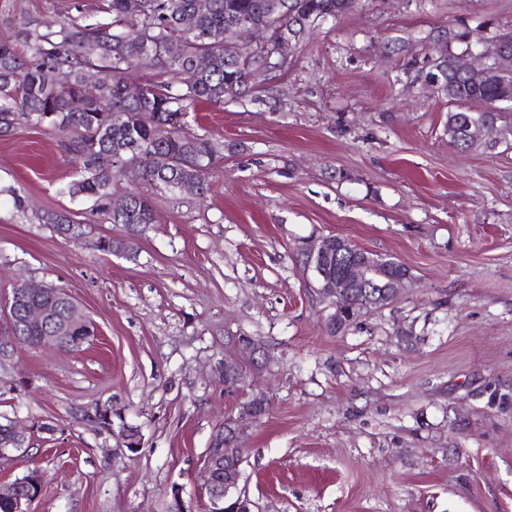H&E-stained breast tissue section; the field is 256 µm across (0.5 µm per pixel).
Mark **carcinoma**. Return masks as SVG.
<instances>
[{"label": "carcinoma", "mask_w": 512, "mask_h": 512, "mask_svg": "<svg viewBox=\"0 0 512 512\" xmlns=\"http://www.w3.org/2000/svg\"><path fill=\"white\" fill-rule=\"evenodd\" d=\"M360 0H210L204 13L197 0H107L100 14L65 16L52 22L24 17L0 36V136L26 122L47 123L64 139L78 165V179L61 192L93 202L103 219L121 227L128 238L139 236L154 223L148 199L136 192L124 195L125 207L112 209L113 182L120 167L137 165L143 180L177 192L184 182L197 184L205 196L217 154L214 142L187 132L191 105L222 104L226 98L253 93L275 71L268 56L251 53L237 44L231 33L241 24L256 31L273 28L297 42L319 21L334 19L359 5ZM23 44L30 49L24 56ZM200 56L206 69L195 70ZM454 54L439 58L437 89L448 101L460 105L479 103L480 110L448 113L451 144L468 151L500 144L512 146V124L502 113L512 103V75L475 84L453 65ZM150 70L158 82L132 88L128 71ZM99 75L88 92L86 74ZM82 107L74 109V99ZM160 126L171 128L164 139ZM44 222L65 238L79 227L69 216L46 215ZM98 250L129 254L133 247L110 236L98 239ZM368 278L385 283L399 275L375 261L374 254L354 248ZM14 327L26 337L23 347H41L42 332L27 328L21 315ZM122 419L112 403L95 410L93 422L112 430V418Z\"/></svg>", "instance_id": "carcinoma-1"}]
</instances>
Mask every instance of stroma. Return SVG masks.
Wrapping results in <instances>:
<instances>
[{"label": "stroma", "mask_w": 512, "mask_h": 512, "mask_svg": "<svg viewBox=\"0 0 512 512\" xmlns=\"http://www.w3.org/2000/svg\"><path fill=\"white\" fill-rule=\"evenodd\" d=\"M104 0H0V30ZM512 33V0H367L293 45L259 90L189 109L224 149L205 197L128 173L149 198L131 255L91 203L60 194L75 165L47 124L0 137V302L23 280L65 289L95 325L81 347L22 350L0 418L29 431L0 483L38 471L28 512H205L198 464L245 421L242 485L262 512H512V148L462 152L425 75L449 31ZM22 206H15V198ZM84 223L73 242L44 224ZM389 255L410 278L343 332L308 265L327 236ZM255 340L252 360L236 343ZM233 360L245 383L224 387ZM111 402L136 450L88 421Z\"/></svg>", "instance_id": "obj_1"}]
</instances>
